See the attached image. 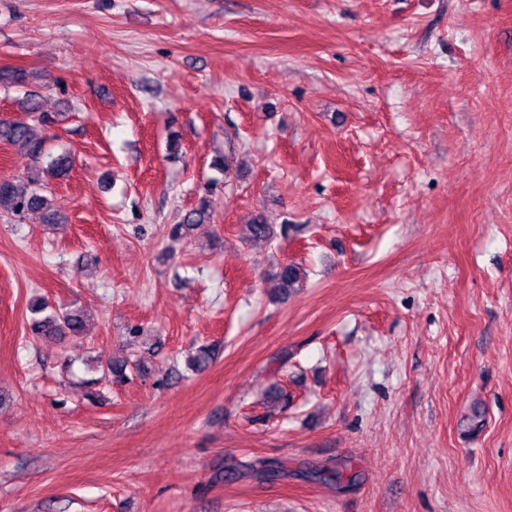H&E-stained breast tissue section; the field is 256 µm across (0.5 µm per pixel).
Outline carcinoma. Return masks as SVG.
Listing matches in <instances>:
<instances>
[{"label":"carcinoma","mask_w":512,"mask_h":512,"mask_svg":"<svg viewBox=\"0 0 512 512\" xmlns=\"http://www.w3.org/2000/svg\"><path fill=\"white\" fill-rule=\"evenodd\" d=\"M28 112L36 114L31 123L20 119L0 120V141L27 155L34 163L26 184L21 185L11 179L0 180V217L21 218L29 212H37L45 223L57 224L59 217L52 208L48 182L68 176L72 170V160L70 156L60 154L44 161L47 157V135L58 122L59 113L41 111L36 93L29 96ZM213 206L212 189L207 188L198 197L195 206L185 213L181 223L171 225V236L185 238L190 235L195 226L210 219ZM275 279L281 294L286 295L301 283V269L295 264H282L276 271ZM32 332L50 339L80 336L84 332V320L79 310L62 308L35 321ZM213 356L211 347H199L188 360L189 369L193 372L204 370Z\"/></svg>","instance_id":"cac0c4a2"}]
</instances>
